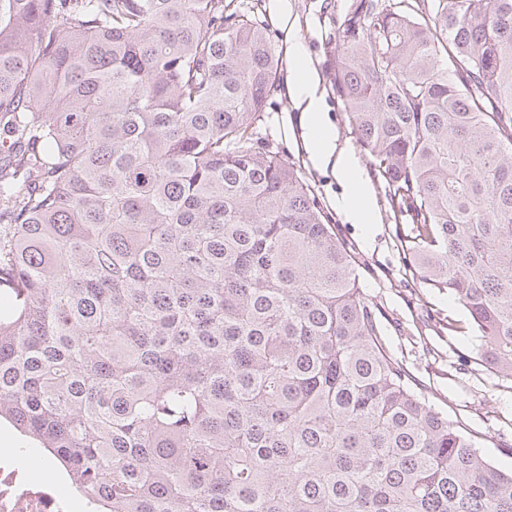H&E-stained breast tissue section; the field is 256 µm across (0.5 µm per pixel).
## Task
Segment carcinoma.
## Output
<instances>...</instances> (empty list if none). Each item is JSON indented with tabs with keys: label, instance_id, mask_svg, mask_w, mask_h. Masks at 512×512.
Instances as JSON below:
<instances>
[{
	"label": "carcinoma",
	"instance_id": "cac0c4a2",
	"mask_svg": "<svg viewBox=\"0 0 512 512\" xmlns=\"http://www.w3.org/2000/svg\"><path fill=\"white\" fill-rule=\"evenodd\" d=\"M336 91L512 381V0H350ZM249 0H0V423L95 512H512L257 125Z\"/></svg>",
	"mask_w": 512,
	"mask_h": 512
}]
</instances>
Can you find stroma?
Masks as SVG:
<instances>
[{"instance_id": "1", "label": "stroma", "mask_w": 512, "mask_h": 512, "mask_svg": "<svg viewBox=\"0 0 512 512\" xmlns=\"http://www.w3.org/2000/svg\"><path fill=\"white\" fill-rule=\"evenodd\" d=\"M348 0H288L287 15L266 10L263 18L281 53V80L259 124L265 144L279 151L310 185L321 209L356 260L359 283L367 299L382 312L389 352L403 362L430 402L460 421L495 468L512 470V381L498 377L474 361L471 337L449 334L448 325L469 320L465 308L447 291L419 283L409 272L405 236L390 210L384 184L367 156L359 162L373 191L376 221L354 224L335 206L349 194L348 185L331 168L314 167L301 126L300 113L288 95L298 43L315 67L324 109L339 145L356 148V137L336 93V19Z\"/></svg>"}]
</instances>
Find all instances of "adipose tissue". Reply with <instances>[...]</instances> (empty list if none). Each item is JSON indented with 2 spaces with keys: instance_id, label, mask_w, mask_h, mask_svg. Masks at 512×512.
<instances>
[{
  "instance_id": "1",
  "label": "adipose tissue",
  "mask_w": 512,
  "mask_h": 512,
  "mask_svg": "<svg viewBox=\"0 0 512 512\" xmlns=\"http://www.w3.org/2000/svg\"><path fill=\"white\" fill-rule=\"evenodd\" d=\"M289 94L297 108L307 116L306 136L313 164L332 166L337 178L350 184L353 190L352 196L338 200V207L351 223H373L374 212L369 206L371 188L354 153L349 148L338 146L330 132L324 116L319 78L312 64H304L299 73L293 74Z\"/></svg>"
}]
</instances>
